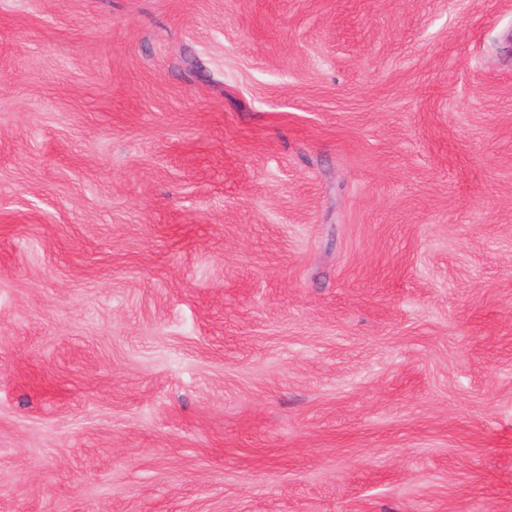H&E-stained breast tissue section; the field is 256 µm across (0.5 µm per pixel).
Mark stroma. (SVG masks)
<instances>
[{
	"instance_id": "stroma-1",
	"label": "stroma",
	"mask_w": 512,
	"mask_h": 512,
	"mask_svg": "<svg viewBox=\"0 0 512 512\" xmlns=\"http://www.w3.org/2000/svg\"><path fill=\"white\" fill-rule=\"evenodd\" d=\"M0 512H512V0H0Z\"/></svg>"
}]
</instances>
